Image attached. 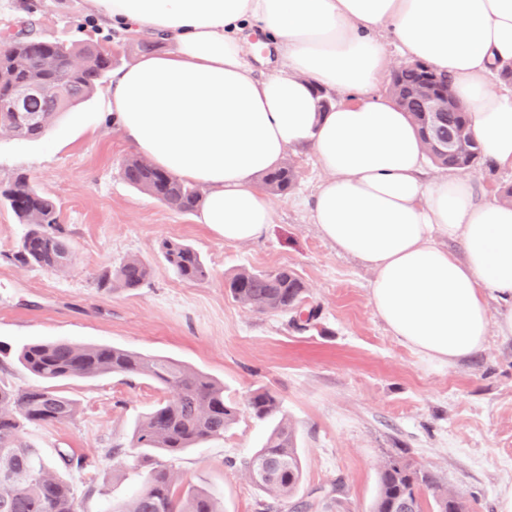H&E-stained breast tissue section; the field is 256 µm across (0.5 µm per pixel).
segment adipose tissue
Wrapping results in <instances>:
<instances>
[{"mask_svg":"<svg viewBox=\"0 0 512 512\" xmlns=\"http://www.w3.org/2000/svg\"><path fill=\"white\" fill-rule=\"evenodd\" d=\"M85 3L111 27L174 43L119 73L106 114L149 163L200 190L197 223L228 242L260 238L274 206L257 177L312 148L324 176L310 220L373 271L370 302L393 336L438 366L484 350L490 329L512 338V203L473 175L427 172L409 114L377 91L392 46L448 75L485 160L512 171V88L491 82L512 64V0ZM249 25L281 60L262 79ZM317 87L341 102L320 112Z\"/></svg>","mask_w":512,"mask_h":512,"instance_id":"ef3b65f1","label":"adipose tissue"}]
</instances>
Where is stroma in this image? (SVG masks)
Returning <instances> with one entry per match:
<instances>
[{
    "instance_id": "obj_1",
    "label": "stroma",
    "mask_w": 512,
    "mask_h": 512,
    "mask_svg": "<svg viewBox=\"0 0 512 512\" xmlns=\"http://www.w3.org/2000/svg\"><path fill=\"white\" fill-rule=\"evenodd\" d=\"M36 2L41 38L102 44L116 72L140 57L141 37L90 21L85 0ZM102 95L95 89L39 139L0 135V188L27 174L56 200L71 250L69 266L57 271L7 260L24 226L0 204V382L39 385L17 358L24 345L53 340L121 346L207 373L223 384L237 418L223 437L177 456L171 470L179 489L208 492L222 512H262L269 500L245 466L274 427L247 407L261 387L281 400L279 417L303 466L297 494L311 512H370L379 469L397 454L435 472L471 512H499L512 489V339L490 334L484 351L448 366L401 344L371 305L372 271L338 254L309 222L303 201L322 177L311 149L288 152L295 184L273 195L275 222L258 240L224 242L194 214L161 205L124 180L122 164L136 152L105 120ZM166 241L195 248L208 278L178 277L163 257ZM132 257L150 269L142 287H98L99 276ZM282 266L296 271L320 309L310 331H296L288 315L244 307L225 287L239 272ZM54 388L74 401V418L26 426L24 439L52 461L62 452L95 461L63 473L79 512L127 501L143 472L133 433L166 392L149 379L111 375Z\"/></svg>"
}]
</instances>
